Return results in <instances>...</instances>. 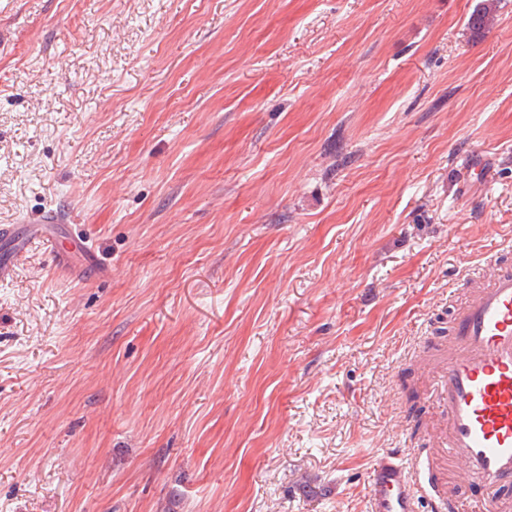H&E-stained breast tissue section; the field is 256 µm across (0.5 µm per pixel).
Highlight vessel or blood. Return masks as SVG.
<instances>
[{
    "instance_id": "1",
    "label": "vessel or blood",
    "mask_w": 512,
    "mask_h": 512,
    "mask_svg": "<svg viewBox=\"0 0 512 512\" xmlns=\"http://www.w3.org/2000/svg\"><path fill=\"white\" fill-rule=\"evenodd\" d=\"M54 246L58 265L67 250L57 248L49 224L0 226V281L9 280L34 241ZM489 276L453 303L452 335L435 392L445 416L448 461L462 464L486 496V512H500L512 493V261L496 256ZM369 512H416L421 471L414 449L381 454L369 471Z\"/></svg>"
}]
</instances>
